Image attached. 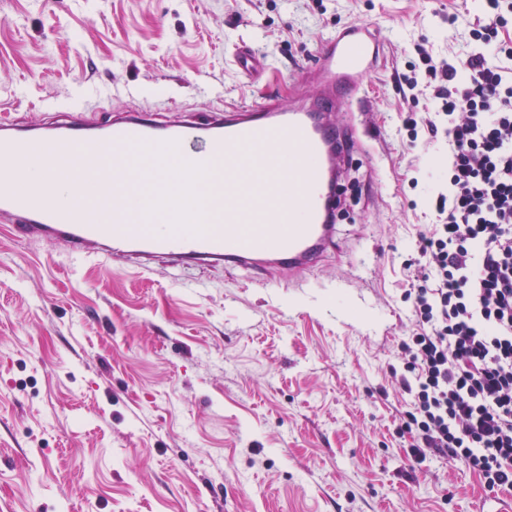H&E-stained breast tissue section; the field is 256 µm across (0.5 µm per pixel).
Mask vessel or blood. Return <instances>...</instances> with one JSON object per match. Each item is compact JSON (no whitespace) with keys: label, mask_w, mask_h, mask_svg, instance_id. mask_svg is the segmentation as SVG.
Returning a JSON list of instances; mask_svg holds the SVG:
<instances>
[{"label":"vessel or blood","mask_w":512,"mask_h":512,"mask_svg":"<svg viewBox=\"0 0 512 512\" xmlns=\"http://www.w3.org/2000/svg\"><path fill=\"white\" fill-rule=\"evenodd\" d=\"M382 49L366 23L325 37L314 63L318 92L287 105L271 97L179 122L125 111L92 124L75 99L52 126L0 124V220L21 240L63 245L75 260L99 256L145 272L246 268L279 286L335 249L338 177L359 142L354 114ZM144 151L179 158L193 176L222 161L224 177L207 193L223 223L187 210L178 226L157 224L176 200L165 171L133 167ZM62 157L71 161L64 187L52 177ZM137 182L153 185L149 207Z\"/></svg>","instance_id":"1"}]
</instances>
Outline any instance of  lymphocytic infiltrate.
I'll use <instances>...</instances> for the list:
<instances>
[{
	"mask_svg": "<svg viewBox=\"0 0 512 512\" xmlns=\"http://www.w3.org/2000/svg\"><path fill=\"white\" fill-rule=\"evenodd\" d=\"M511 2L484 0L465 55L422 54L434 110L404 120L447 139L448 177L407 265L400 430L411 457H452L492 492L512 489Z\"/></svg>",
	"mask_w": 512,
	"mask_h": 512,
	"instance_id": "lymphocytic-infiltrate-1",
	"label": "lymphocytic infiltrate"
}]
</instances>
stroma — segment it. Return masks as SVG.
<instances>
[{
  "mask_svg": "<svg viewBox=\"0 0 512 512\" xmlns=\"http://www.w3.org/2000/svg\"><path fill=\"white\" fill-rule=\"evenodd\" d=\"M478 0H0V119L149 109L171 120L289 102L319 41L373 24L370 130L341 177L338 248L271 298L221 266L139 274L0 230V512H470L460 463L411 462L389 367L406 265L448 168L409 148L395 69L469 49ZM250 44L266 66L248 79ZM344 287L347 303L336 300Z\"/></svg>",
  "mask_w": 512,
  "mask_h": 512,
  "instance_id": "1",
  "label": "stroma"
}]
</instances>
